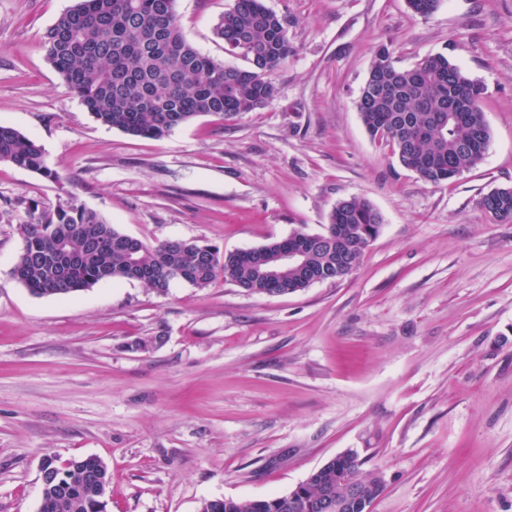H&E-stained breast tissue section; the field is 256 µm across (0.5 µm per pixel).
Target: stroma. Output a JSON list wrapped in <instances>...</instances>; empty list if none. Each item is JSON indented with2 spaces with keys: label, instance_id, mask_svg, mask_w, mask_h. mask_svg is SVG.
I'll return each mask as SVG.
<instances>
[{
  "label": "stroma",
  "instance_id": "35a3bbf8",
  "mask_svg": "<svg viewBox=\"0 0 512 512\" xmlns=\"http://www.w3.org/2000/svg\"><path fill=\"white\" fill-rule=\"evenodd\" d=\"M77 0H0V123L53 177L0 161V512H36L40 464L100 456L108 512H200L288 492L353 449L383 471L369 512H512V222L480 198L512 187V0H264L293 55L273 101L161 139L102 125L47 61ZM234 0H176L186 38ZM409 67L442 54L485 87L484 160L453 184L402 168L357 101L379 45ZM383 217L353 273L280 296L216 280L105 282L37 296L11 275L30 206L76 201L153 245L231 252L320 234L340 199ZM163 336L135 351L137 338Z\"/></svg>",
  "mask_w": 512,
  "mask_h": 512
}]
</instances>
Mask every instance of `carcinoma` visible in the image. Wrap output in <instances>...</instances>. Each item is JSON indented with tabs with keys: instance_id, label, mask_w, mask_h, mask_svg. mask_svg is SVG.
I'll use <instances>...</instances> for the list:
<instances>
[{
	"instance_id": "obj_1",
	"label": "carcinoma",
	"mask_w": 512,
	"mask_h": 512,
	"mask_svg": "<svg viewBox=\"0 0 512 512\" xmlns=\"http://www.w3.org/2000/svg\"><path fill=\"white\" fill-rule=\"evenodd\" d=\"M224 50L239 54L249 67L226 65L194 47L184 36L175 0H78L48 30L47 60L67 86L102 124L131 136L161 139L201 115L233 121L271 103V74L293 52L283 19L263 0H235L214 28ZM484 86L443 54L430 55L410 68L395 65L386 45L376 52L357 102L366 130L384 140L399 165L432 184L451 183L478 165L487 153L491 131L483 110ZM0 161L48 177L43 148L14 128L0 124ZM479 205L496 221H512V188L495 189ZM380 212L364 197L336 203L324 233L307 248L305 264L288 272L282 287L262 279L258 267L272 261L288 238L252 250L225 253L219 247L182 240L149 245L120 233L100 212L70 201L53 210L30 209L19 225L22 250L13 278L38 295L51 290L70 297L100 283L129 279L137 266L149 275L143 284L164 293L173 280L166 270L184 272L183 282L205 288L218 278L249 294L285 295L304 289L315 276L344 279L342 260L358 265L367 247V229L379 232ZM96 466L94 456L68 463L73 479L74 512H99L96 492L83 474ZM349 480L376 500L385 486L377 470L362 469L359 455L342 460ZM336 491V464L313 476L301 512H327ZM201 512H288L264 509L255 499L215 498Z\"/></svg>"
}]
</instances>
